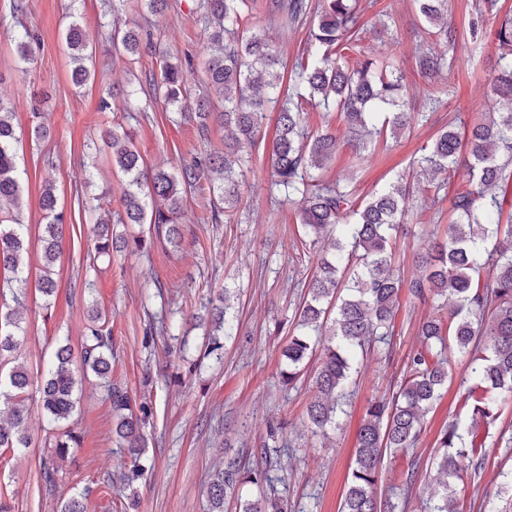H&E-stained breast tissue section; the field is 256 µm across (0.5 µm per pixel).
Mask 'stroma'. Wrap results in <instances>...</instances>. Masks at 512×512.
<instances>
[{
  "instance_id": "stroma-1",
  "label": "stroma",
  "mask_w": 512,
  "mask_h": 512,
  "mask_svg": "<svg viewBox=\"0 0 512 512\" xmlns=\"http://www.w3.org/2000/svg\"><path fill=\"white\" fill-rule=\"evenodd\" d=\"M0 0V100L15 114L19 137L17 157L24 169L22 213L32 241L27 258L37 269L41 232L39 197L46 185L56 189L67 215L57 262L58 295L45 303L36 284H29L20 323L19 359L32 375L42 374L58 343L80 346L88 324V308L98 303L112 326V379L127 387L153 415L146 428L148 448L143 475L131 485L120 483L123 455L112 441L114 419L96 380L84 382L76 417L79 445L70 448L58 474V484L46 486L41 459L55 428L42 416L37 397H30L29 433L32 445L0 454V494L12 512H60L72 495L89 493L91 512H208L207 483L231 458L247 468L266 472L288 512H339L340 499L353 463L356 434L371 401L391 397L402 382L406 364L421 347L420 322L431 306L402 299L390 344L376 345L345 391L347 413L326 434L312 433L306 406L314 391L318 356L306 359L302 375L284 383L282 351L295 333L299 307L316 268L319 252L305 246L299 224L298 201L272 191L270 156L276 109H269L261 133L243 142L239 153L250 160L240 180V200L229 217L213 219V194L208 180L188 191L179 245L150 235L147 225L129 224L128 236L144 238L140 251L99 257L87 269L86 255L95 238L77 197H102L112 212L121 209L123 179L113 168L111 150L101 137L112 113L100 112L103 93L111 87L134 92L142 110L123 119L147 168L174 172L204 153L224 150V129L210 123L199 135L196 121L179 108L156 99L152 82L160 59L168 54L189 58L185 104L202 93L207 36L199 0H169L165 14L153 16L128 0L113 13L110 0ZM482 0H448V24L457 32L454 64L434 79L415 68L418 52L426 48L425 34L412 0H375L365 13L367 24L360 45L365 54L396 53L402 63L411 111L429 112L428 121L390 142L388 149L367 152L357 160L352 146L340 144L335 159L322 172L325 180L354 183L360 197L408 173L422 147L431 144L453 119L465 124L494 111L496 100L484 85V75L497 56L492 16L478 17ZM87 19V39L94 55L93 83L78 87L71 81L73 64L64 41L72 9ZM119 21L151 26L155 48L136 57L103 43V26ZM316 15L291 24L270 19L265 0H256L248 26L265 33L294 64L308 47ZM37 35L34 61L27 72L18 69L15 39L23 29ZM47 94L44 105L54 136L49 144L30 135L31 99ZM438 95L430 108V95ZM52 162H45V154ZM439 215L425 195H417L397 235L399 273L411 278L414 258L432 240ZM94 281L87 289L86 281ZM229 289L237 311L232 335L223 337L220 356L207 355L213 331L209 301ZM164 312L169 333L148 338L150 314ZM467 358H457L453 378L426 415L411 455L386 457L378 492L391 496L406 477L410 458L421 468L405 512H429L427 465L437 455V437L449 422L466 416L462 380ZM487 447L481 469L467 471L457 483L460 512H477L475 505L512 504V486L503 479L512 471V397L499 405V417L483 432Z\"/></svg>"
}]
</instances>
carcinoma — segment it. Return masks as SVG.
I'll list each match as a JSON object with an SVG mask.
<instances>
[{
	"mask_svg": "<svg viewBox=\"0 0 512 512\" xmlns=\"http://www.w3.org/2000/svg\"><path fill=\"white\" fill-rule=\"evenodd\" d=\"M254 0H200L199 11L210 41V53L204 71L206 89L215 91L224 102L220 112L210 111L209 100L196 104L200 135L215 121L232 132V141L224 153H207L182 168L180 173L144 168L133 137L120 123L103 130L112 149V165L125 179L122 212L99 213L101 198L82 203L94 221L95 251L140 249L143 239H133L114 231L116 224H149L157 235L173 244L181 239L183 213L182 186H191L210 173L219 183L209 190L218 203L231 208L238 202L235 174L243 173L247 160L235 151L240 138L254 139L266 119L267 106L279 104L277 134L271 157V185L288 198L300 202V224L311 245L330 238V252L320 257L318 271L308 284V294L299 312V333L291 337L284 357L288 360L284 377L292 382L301 373L309 355L321 348V364L315 377L316 394L307 407V420L322 434L336 426L342 412L341 398L355 364L371 345L390 344L393 323L401 296L426 305L436 298L452 301L448 320L430 316L418 327L421 349L406 365L399 389L388 399L372 402L356 435L354 464L340 505V512H392L395 505L377 497L378 476L388 454L406 455L415 446L422 431L423 418L452 378L456 354L469 357L464 405L468 424L451 422L440 432L442 452L431 463L437 486L430 512H456L453 480L471 465L480 466L486 457L481 437L484 423L495 418L494 394H512V213L503 217L504 203L512 190V16L507 14L495 29L499 53L488 89L500 98L501 109L488 112L481 122L460 130L448 122L432 143L423 148L417 160L420 172L435 176L427 192L431 201L449 200L448 224L434 234L428 251L416 257L419 273L405 280L397 272L391 247L393 232L411 211L416 175L401 176L375 192L362 204L356 203L353 185L329 182L313 174L335 156L339 142L328 127L313 133L307 125L305 104L313 101L326 115H339L344 121L355 154L362 155L371 146L388 144L411 131L425 112H406L404 75L397 59L388 56L379 61L359 54L351 61L342 53L345 45L359 48L362 16L366 7L361 0H267L271 18L290 23L303 21L311 12L319 13L316 27L310 29L317 53H308L296 61L290 76H285L280 52L261 32L243 27L244 9ZM421 19L434 29L439 47L420 52L417 69L432 79L453 66L449 57L456 37L448 29V0H415ZM102 37L123 52L137 55L143 44H151V32L141 29L107 28ZM32 37L29 32L17 37L19 60L32 61ZM65 41L74 62L72 81L84 86L90 79L87 61L92 57L81 24V13L74 12L65 31ZM298 89L284 92V78ZM185 65L161 62L160 78L154 93L165 103L183 102ZM308 94L299 92V89ZM111 92L101 99L103 111L122 109L141 112L133 94L116 103ZM13 112L0 100V201L18 202L22 180L15 151ZM31 133L38 141L52 137V126L38 107H33ZM465 188L448 195L449 185L458 175ZM40 209L46 224L41 243L40 291L46 301L57 296L56 264L60 255L58 230L65 213L58 206L51 185L45 187ZM29 225L20 211L0 209V267L11 273L9 281L17 287L0 292V372L9 369L7 391H0L5 402L13 403L11 418L0 423V448H28L31 412L26 404L31 387L50 423L65 427L55 439L54 454L42 460V475L47 486L56 484L60 466L71 444L79 443L74 432L78 398L88 374L104 384L105 399L116 420L113 433L118 448L130 460L123 481L131 484L142 474L145 454V428L150 409L140 405L128 389L112 382V328L106 314L92 305L89 325L83 337L80 355L74 356L70 344H60L53 354L42 381H33L25 364L17 362L21 342L17 314L25 306L27 291L25 258L28 255ZM229 290L218 295L213 306L217 328L229 333L234 314L228 304ZM11 298L7 304L4 299ZM270 482L266 476L251 472L237 459L224 464L208 483L209 512H224V500L236 498L242 512H260L258 504L244 494L246 487Z\"/></svg>",
	"mask_w": 512,
	"mask_h": 512,
	"instance_id": "obj_1",
	"label": "carcinoma"
}]
</instances>
